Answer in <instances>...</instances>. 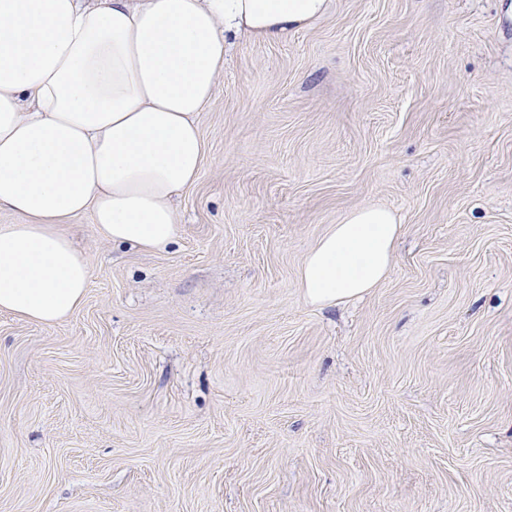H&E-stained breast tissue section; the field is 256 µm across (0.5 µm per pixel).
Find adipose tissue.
<instances>
[{
	"mask_svg": "<svg viewBox=\"0 0 512 512\" xmlns=\"http://www.w3.org/2000/svg\"><path fill=\"white\" fill-rule=\"evenodd\" d=\"M328 0H0V311L43 325L82 304L90 270L66 223L89 216L115 243L165 249L173 200L207 158L196 122L229 34L281 39ZM403 226L353 209L306 255L307 303L362 297L388 276Z\"/></svg>",
	"mask_w": 512,
	"mask_h": 512,
	"instance_id": "1",
	"label": "adipose tissue"
}]
</instances>
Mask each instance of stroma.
I'll use <instances>...</instances> for the list:
<instances>
[{
	"label": "stroma",
	"mask_w": 512,
	"mask_h": 512,
	"mask_svg": "<svg viewBox=\"0 0 512 512\" xmlns=\"http://www.w3.org/2000/svg\"><path fill=\"white\" fill-rule=\"evenodd\" d=\"M208 158L143 253L88 217L53 325L0 312V512H512V0H330L231 37ZM384 206L387 279L298 270ZM403 225L382 206L350 211L332 224L306 255L298 284L307 303L349 302L377 288L388 276Z\"/></svg>",
	"instance_id": "1"
}]
</instances>
